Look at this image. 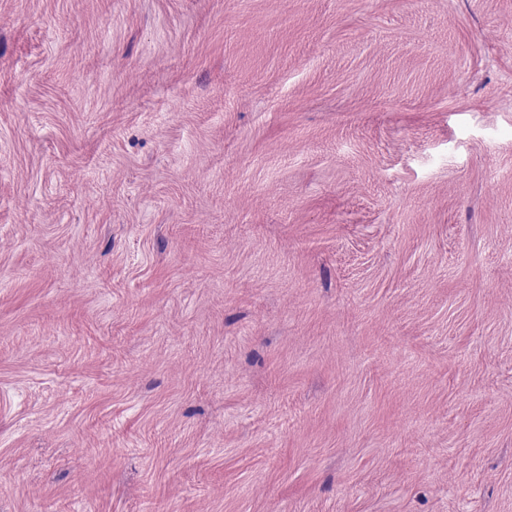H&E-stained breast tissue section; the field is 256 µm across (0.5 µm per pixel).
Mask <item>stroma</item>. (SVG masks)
<instances>
[{
    "label": "stroma",
    "mask_w": 512,
    "mask_h": 512,
    "mask_svg": "<svg viewBox=\"0 0 512 512\" xmlns=\"http://www.w3.org/2000/svg\"><path fill=\"white\" fill-rule=\"evenodd\" d=\"M0 512H512V0H0Z\"/></svg>",
    "instance_id": "obj_1"
}]
</instances>
